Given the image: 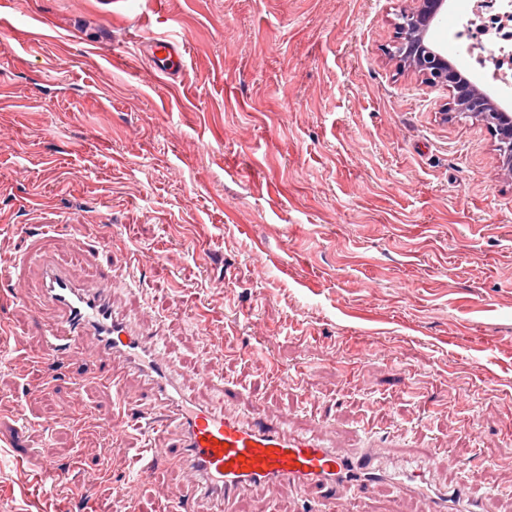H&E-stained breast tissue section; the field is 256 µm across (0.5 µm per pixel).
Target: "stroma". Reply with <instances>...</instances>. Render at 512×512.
<instances>
[{
  "label": "stroma",
  "instance_id": "1",
  "mask_svg": "<svg viewBox=\"0 0 512 512\" xmlns=\"http://www.w3.org/2000/svg\"><path fill=\"white\" fill-rule=\"evenodd\" d=\"M409 0H0V257L22 227L130 320H163L199 404L432 467L512 512V175L480 122L386 53ZM177 32L182 77L145 46ZM42 277L0 276V512H164L114 488L111 390L33 391ZM95 494L86 497V486ZM352 512H427L391 486Z\"/></svg>",
  "mask_w": 512,
  "mask_h": 512
}]
</instances>
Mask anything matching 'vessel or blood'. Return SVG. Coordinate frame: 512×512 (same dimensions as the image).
Segmentation results:
<instances>
[{
	"label": "vessel or blood",
	"mask_w": 512,
	"mask_h": 512,
	"mask_svg": "<svg viewBox=\"0 0 512 512\" xmlns=\"http://www.w3.org/2000/svg\"><path fill=\"white\" fill-rule=\"evenodd\" d=\"M185 54L184 44L168 35L150 45L155 71L167 77L182 73ZM44 278V302L59 317L57 327L46 332L45 359H70L86 338H93L97 379L117 396L126 425L146 437L120 496L138 489L162 456L179 462L196 478L199 490L227 506L245 493L287 485L315 490L326 512H349L351 495L392 482L403 493L425 497L429 512H485L483 503L470 499L463 488L442 490L424 473L383 469L376 454L381 436H369L358 454H342L318 437L289 431L261 409L242 419L225 415L216 405L194 404L163 352V324L132 327L112 305L111 272H103L93 290L50 262L44 265ZM135 373L148 384L132 393L127 380Z\"/></svg>",
	"instance_id": "1"
}]
</instances>
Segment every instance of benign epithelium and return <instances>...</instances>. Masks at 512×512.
<instances>
[{
    "label": "benign epithelium",
    "mask_w": 512,
    "mask_h": 512,
    "mask_svg": "<svg viewBox=\"0 0 512 512\" xmlns=\"http://www.w3.org/2000/svg\"><path fill=\"white\" fill-rule=\"evenodd\" d=\"M395 22V39L387 49L401 69H408L430 85L451 92L442 113L448 119L480 121L496 138L501 168L512 174V114L503 111L481 85L462 77L448 63L447 49L430 37L433 22L446 0H411Z\"/></svg>",
    "instance_id": "obj_1"
}]
</instances>
